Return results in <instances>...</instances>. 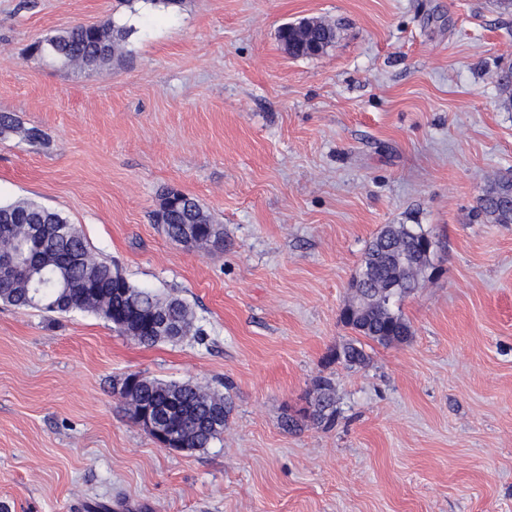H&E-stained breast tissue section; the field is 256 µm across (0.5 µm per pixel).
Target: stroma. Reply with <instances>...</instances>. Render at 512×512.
Segmentation results:
<instances>
[{"instance_id":"35a3bbf8","label":"stroma","mask_w":512,"mask_h":512,"mask_svg":"<svg viewBox=\"0 0 512 512\" xmlns=\"http://www.w3.org/2000/svg\"><path fill=\"white\" fill-rule=\"evenodd\" d=\"M498 0H0V204L76 224L135 286L176 294L204 340L143 347L87 312L0 303V506L8 512H512V224L474 220L512 174V11ZM112 18L97 69L31 57ZM336 26L289 55L280 27ZM223 229L172 242L166 189ZM417 224L432 267L402 303L407 342L341 319L367 245ZM360 340L364 364L336 351ZM229 395L223 436L175 452L129 417L126 374ZM336 387L326 429L304 419ZM300 420L291 432L286 419ZM315 19L303 20L297 24H288L279 31V40L289 55L294 57H311L322 54L336 40V29L324 21L313 23V27L304 40L297 39L296 31L306 27ZM19 134L21 139L34 145L40 143L42 133L39 129L32 127L24 129L19 126L16 118L10 113H0V138L6 139L10 135ZM316 395L308 407L309 416L318 424L331 427L336 421L335 388L328 378H320L314 384Z\"/></svg>"}]
</instances>
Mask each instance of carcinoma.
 I'll return each instance as SVG.
<instances>
[{"label": "carcinoma", "mask_w": 512, "mask_h": 512, "mask_svg": "<svg viewBox=\"0 0 512 512\" xmlns=\"http://www.w3.org/2000/svg\"><path fill=\"white\" fill-rule=\"evenodd\" d=\"M309 21L288 24L279 31V40L289 55L317 56L336 40V29L315 23L304 40L296 31ZM128 37V30L106 19L99 24L75 25L48 36L34 45L32 54L49 57L63 66L97 68L112 61ZM502 97L500 107L512 110V71L498 76ZM13 134L34 145L42 133L24 129L10 113H0V138ZM474 218L492 224H512V176L504 175L490 185L478 199ZM157 220L166 236L181 243L187 234L194 245L221 242L219 228L195 198L175 189L163 194ZM43 227L44 237L31 248L30 272L20 267H0V302L17 309H36L66 316L75 311L104 317L118 311L125 315L118 333L130 336L142 346L178 342L202 335L194 323L188 304L178 296L161 297L151 290L112 279V265L98 260L79 228L61 214L31 200L0 205V253L21 252L30 226ZM420 225L388 224L370 242L361 273L365 278L355 289H384L396 282L401 291L385 295L376 305L342 314L343 323L356 333L382 344L403 342L411 336V327L400 312L399 303L417 288L418 277L429 267L430 256L422 248ZM336 359L349 365L366 360L364 350L354 343L336 353ZM134 388L123 399L129 405L144 404L164 415L166 426L177 435L182 450L207 448L224 434V423L231 413L228 397L204 389L198 382H167L136 374ZM315 399L309 416L318 424L331 427L336 421L335 388L328 378L314 384Z\"/></svg>", "instance_id": "cac0c4a2"}]
</instances>
